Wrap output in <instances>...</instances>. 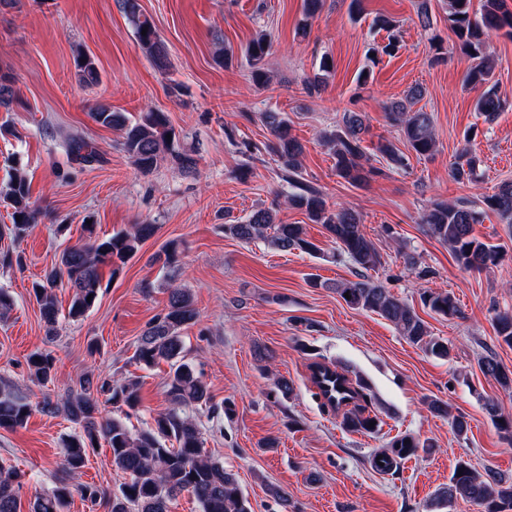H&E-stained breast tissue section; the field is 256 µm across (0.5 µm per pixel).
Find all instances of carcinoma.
<instances>
[{
	"label": "carcinoma",
	"mask_w": 512,
	"mask_h": 512,
	"mask_svg": "<svg viewBox=\"0 0 512 512\" xmlns=\"http://www.w3.org/2000/svg\"><path fill=\"white\" fill-rule=\"evenodd\" d=\"M123 8L134 26L137 42L160 72L170 69L166 47L153 22L138 9L136 0H123ZM448 22L461 42L466 54L476 65L465 75V84L482 87L484 91L475 103L476 111L484 122L495 121L502 108L501 99L490 80L495 63L486 50L483 39L486 30H506L512 37V11L505 8L504 0H448ZM374 25L388 33L387 43L373 49L376 54L395 55L400 49L395 20L379 16ZM271 40L263 34L248 44L245 50L252 67V78L260 84L269 82L263 61L269 54ZM325 56L319 63V73L306 83L309 94L323 89L324 76L333 65ZM77 77L80 83L94 86L100 83L95 63L86 55L77 59ZM12 76L0 70V108L10 110L14 102ZM98 125L122 132L121 150L137 169L149 173L166 158L185 176L197 173L198 160L190 153L175 147L177 135L164 113L149 110L130 120L122 112H114L104 103H98L89 112ZM386 118L400 128L403 145L418 156L431 155L436 147L432 115L423 110H411L403 101L386 107ZM261 120L273 140L266 149L278 158L279 178L291 192L288 204L302 210L308 219L320 224L328 232L337 254L357 266L356 279L334 284L336 294L354 310L376 313L389 321L408 342L421 347L431 355L447 359L451 348L448 343L432 336L429 327L415 309L393 294L386 286L372 281L367 271L381 265V255L372 240L362 231L358 213L349 208L332 209L320 189L302 177L300 158L304 146L292 134L288 116L281 112H263ZM368 131L365 116L359 112L344 113L342 124L326 131L321 139L335 159L336 175L352 185L361 186L382 170L365 168L362 148L363 134ZM473 133L465 136L466 144L450 165V176L458 183L476 181L477 160L470 143ZM378 151L390 167L403 169L407 156L390 141L378 146ZM69 152L78 161L90 163L97 158L88 141L74 137ZM30 182L20 171H15L5 191L3 201L12 209L10 234L16 239L24 237L36 221V209L30 205ZM483 203L500 220L512 226V181L502 183L498 191L483 198ZM431 236L448 246L450 253L464 272H475L498 265L504 257L503 247L480 240L473 235V225L481 223V212L475 203L458 200L453 203L437 201L423 214ZM157 231L155 224H134L131 229L116 231L112 235L92 242L67 248L56 266L44 280L33 284V293L47 334H57L59 304L55 288L64 285L71 290V303L67 317L73 321L83 318L98 300L103 268L117 275L126 263L140 251L142 245ZM224 233L244 241H266L271 247L291 252L299 250L309 255L321 254V248L310 241L301 224H277L270 208H259L242 220L224 225ZM153 261L162 268H174L178 263V246L164 244ZM350 298H345L344 294ZM420 299L423 305L446 318L460 317L461 309L446 292L425 291ZM192 292L181 286L169 288L168 304L164 312L154 316L137 340L134 360L152 368L164 362L169 371L165 379L166 395L172 407L154 418V423L132 431L125 416L139 407L140 382L136 376L117 379H99L87 376L77 386L66 389L53 398L40 403L41 411L49 416L63 415L74 425V432L64 443L63 457L57 465L53 488L32 503L31 512H64L70 497V482L85 466L87 453L104 441L111 452L112 468L127 476V480L110 492L96 485H80L83 500L93 506L105 505L109 512H170L169 504L186 492L198 502L201 512H252L248 497L242 491L237 476L224 464L205 452L204 433L196 420L187 412L193 406L209 407L210 390L202 374L185 360L182 328L196 320ZM492 322L498 339L512 346V312L494 311ZM30 380L39 385L50 382L56 372V358L49 352L35 351L27 358ZM481 372L494 379L503 389L512 388V373L506 371L493 355L479 360ZM314 383L327 403L339 409L361 395L347 376L321 363L311 365ZM105 401H100V397ZM112 405L119 416L103 415L102 403ZM484 409L493 425L512 442V416L500 412L497 402L488 400ZM32 406L13 381L0 378V429L14 431L27 424ZM376 419L360 414L345 415L347 428L371 433L370 423ZM423 447L410 434L393 438L386 447L373 456L372 464L381 472H389L401 462L416 455ZM24 473L3 460L0 462V512H17L18 495L24 482ZM458 498L479 507V512H512V478L490 469L479 472L468 462H459L447 486L440 488L431 506L447 508Z\"/></svg>",
	"instance_id": "carcinoma-1"
}]
</instances>
